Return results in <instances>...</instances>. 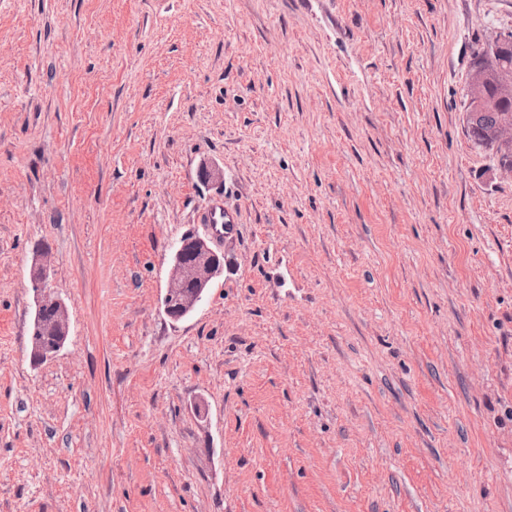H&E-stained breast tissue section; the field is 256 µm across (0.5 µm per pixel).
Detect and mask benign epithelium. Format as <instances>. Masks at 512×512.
I'll use <instances>...</instances> for the list:
<instances>
[{
    "instance_id": "7a95c632",
    "label": "benign epithelium",
    "mask_w": 512,
    "mask_h": 512,
    "mask_svg": "<svg viewBox=\"0 0 512 512\" xmlns=\"http://www.w3.org/2000/svg\"><path fill=\"white\" fill-rule=\"evenodd\" d=\"M512 48V31L501 32L480 50L506 51ZM494 84L503 95L512 96V66H495L488 58L473 65L466 87L465 123H470L476 111L488 99L489 84ZM479 146L497 158L496 171L512 176V113L503 114ZM34 271L39 279L33 282L36 296V315L32 323L31 356L36 362L53 357L62 347L45 346L40 336H66L69 333V316L64 302L45 291L51 267L50 251L42 248L34 256ZM224 268V254L214 250L209 241L195 236L190 242L180 241L172 251L170 273L162 298L164 312L173 320L190 315L204 299L214 280Z\"/></svg>"
}]
</instances>
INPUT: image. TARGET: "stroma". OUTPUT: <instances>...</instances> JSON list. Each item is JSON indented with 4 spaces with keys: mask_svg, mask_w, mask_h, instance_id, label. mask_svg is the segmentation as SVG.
<instances>
[{
    "mask_svg": "<svg viewBox=\"0 0 512 512\" xmlns=\"http://www.w3.org/2000/svg\"><path fill=\"white\" fill-rule=\"evenodd\" d=\"M510 30L512 0H0V512H512V178L464 125ZM189 234L224 270L175 321ZM42 245L70 331L36 363ZM201 221L203 224H214V227L219 234H224V227L226 229H230V224H238L237 216L224 209V204L221 202L213 204L207 211H205L201 216Z\"/></svg>",
    "mask_w": 512,
    "mask_h": 512,
    "instance_id": "1",
    "label": "stroma"
}]
</instances>
